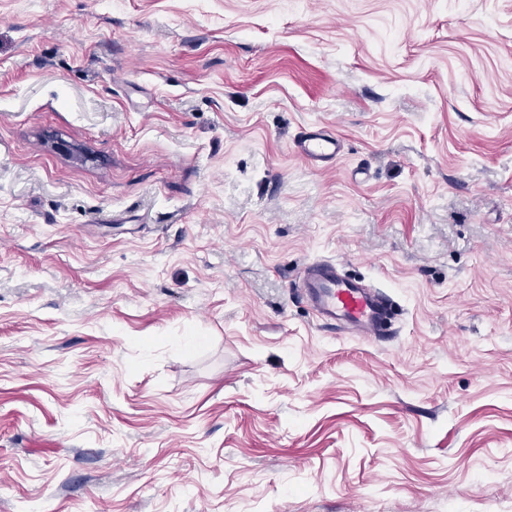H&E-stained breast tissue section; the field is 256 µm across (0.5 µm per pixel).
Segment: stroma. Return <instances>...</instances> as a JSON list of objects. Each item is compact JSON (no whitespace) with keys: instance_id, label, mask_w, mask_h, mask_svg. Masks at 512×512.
Here are the masks:
<instances>
[{"instance_id":"1","label":"stroma","mask_w":512,"mask_h":512,"mask_svg":"<svg viewBox=\"0 0 512 512\" xmlns=\"http://www.w3.org/2000/svg\"><path fill=\"white\" fill-rule=\"evenodd\" d=\"M0 512H512V0H0ZM298 155L312 164H327L336 160L341 152V142L332 133L322 130L302 132L294 142ZM301 288L326 324H343L365 338L383 336L390 316V303L361 281L339 274L336 264L307 263L303 268Z\"/></svg>"}]
</instances>
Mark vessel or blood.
Here are the masks:
<instances>
[{
	"instance_id": "b4317fda",
	"label": "vessel or blood",
	"mask_w": 512,
	"mask_h": 512,
	"mask_svg": "<svg viewBox=\"0 0 512 512\" xmlns=\"http://www.w3.org/2000/svg\"><path fill=\"white\" fill-rule=\"evenodd\" d=\"M294 148L308 162L320 165L336 160L341 142L334 134L313 129L302 132ZM302 288L305 298L326 324H343L367 338L382 335L390 316L389 302L361 281L339 274L335 264L307 263Z\"/></svg>"
}]
</instances>
